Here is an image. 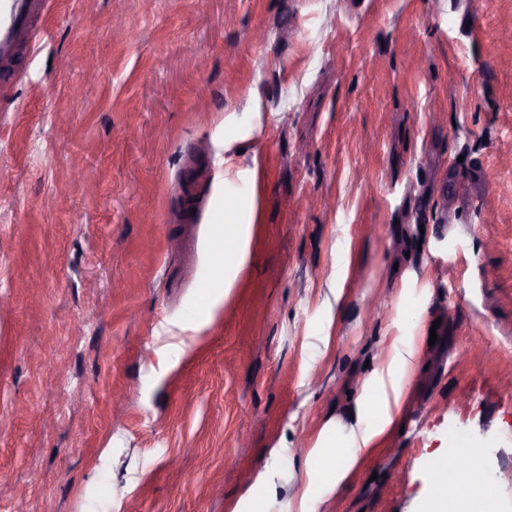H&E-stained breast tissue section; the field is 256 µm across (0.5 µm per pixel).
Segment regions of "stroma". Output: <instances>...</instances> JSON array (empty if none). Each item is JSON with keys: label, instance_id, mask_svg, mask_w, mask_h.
I'll return each mask as SVG.
<instances>
[{"label": "stroma", "instance_id": "stroma-1", "mask_svg": "<svg viewBox=\"0 0 512 512\" xmlns=\"http://www.w3.org/2000/svg\"><path fill=\"white\" fill-rule=\"evenodd\" d=\"M0 62V512H301L369 369L403 431L317 512H512V0H52ZM252 261L209 303L214 236ZM341 297H334L333 288ZM478 459L462 467H448V454L434 455L428 465L429 498L426 512L490 511L495 490L483 466V451Z\"/></svg>", "mask_w": 512, "mask_h": 512}]
</instances>
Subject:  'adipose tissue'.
I'll return each instance as SVG.
<instances>
[{
  "instance_id": "1",
  "label": "adipose tissue",
  "mask_w": 512,
  "mask_h": 512,
  "mask_svg": "<svg viewBox=\"0 0 512 512\" xmlns=\"http://www.w3.org/2000/svg\"><path fill=\"white\" fill-rule=\"evenodd\" d=\"M250 232L247 224L225 222L218 235L217 260L224 273L216 277L213 294L228 297L237 274L250 259ZM386 371H372L364 382L351 413L348 431L322 430L310 454L308 472L321 477L328 490H337L355 467L361 454L373 448L399 420L405 383L416 372L421 339H393ZM429 498L426 512H489L495 502L482 460L450 467L444 454L434 455L428 465Z\"/></svg>"
}]
</instances>
